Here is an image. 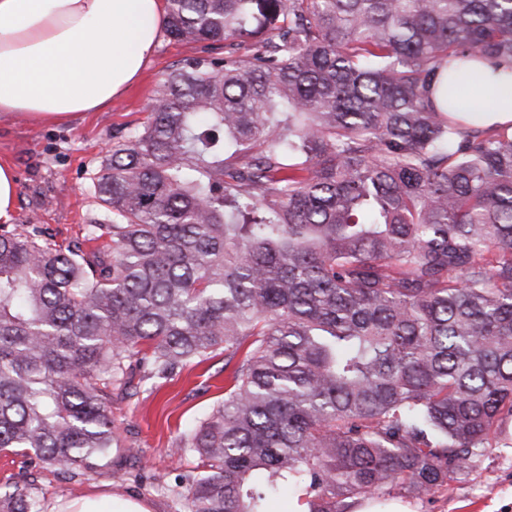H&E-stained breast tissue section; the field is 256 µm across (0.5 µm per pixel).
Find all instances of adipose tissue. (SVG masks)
<instances>
[{"instance_id": "1", "label": "adipose tissue", "mask_w": 512, "mask_h": 512, "mask_svg": "<svg viewBox=\"0 0 512 512\" xmlns=\"http://www.w3.org/2000/svg\"><path fill=\"white\" fill-rule=\"evenodd\" d=\"M164 0H0V115L63 124L109 105L138 78ZM481 126L512 121V70L482 68Z\"/></svg>"}]
</instances>
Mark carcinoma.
Instances as JSON below:
<instances>
[{"label": "carcinoma", "instance_id": "cac0c4a2", "mask_svg": "<svg viewBox=\"0 0 512 512\" xmlns=\"http://www.w3.org/2000/svg\"><path fill=\"white\" fill-rule=\"evenodd\" d=\"M166 2L203 54L107 150L94 247L0 230V451L94 472L129 359L221 350L188 512L424 499L512 419V122L457 98L512 70V0Z\"/></svg>", "mask_w": 512, "mask_h": 512}]
</instances>
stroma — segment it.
Segmentation results:
<instances>
[{
  "label": "stroma",
  "mask_w": 512,
  "mask_h": 512,
  "mask_svg": "<svg viewBox=\"0 0 512 512\" xmlns=\"http://www.w3.org/2000/svg\"><path fill=\"white\" fill-rule=\"evenodd\" d=\"M199 50L160 32L140 79L110 107L66 126L1 117L0 161L12 166L18 182L12 227L41 225L60 248L80 238L96 210L91 178L113 135L142 126L158 83ZM142 374L133 368L127 385L112 389V422L121 449L108 467L73 481L60 471L30 466L23 456L0 452V487L8 482L23 489L34 486L46 512L92 494L137 496L151 504L152 512H188L178 490L194 476L196 459L169 450L185 427L223 401L231 371L219 351L167 379L146 381ZM503 429L498 443L448 487L411 500L413 512H512V421Z\"/></svg>",
  "instance_id": "35a3bbf8"
}]
</instances>
